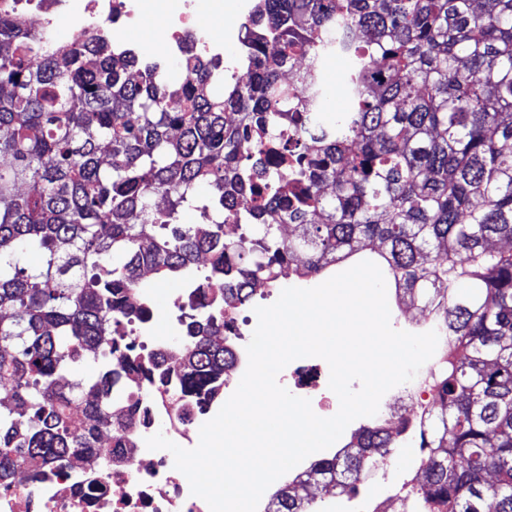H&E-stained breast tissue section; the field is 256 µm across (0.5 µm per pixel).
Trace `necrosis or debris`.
Instances as JSON below:
<instances>
[{
  "mask_svg": "<svg viewBox=\"0 0 512 512\" xmlns=\"http://www.w3.org/2000/svg\"><path fill=\"white\" fill-rule=\"evenodd\" d=\"M195 4L196 0H0V13L38 20L44 31L73 39L92 35L111 39L173 76L186 53L213 60L224 57L223 38L196 25ZM148 12L158 20L161 45L130 44L128 31ZM399 328L416 334L436 331V352L417 373L412 387L391 389L377 414L354 420L349 432L371 425L409 428L423 422L434 407L437 394L432 378L448 348V331L429 311L419 320L404 318ZM329 375L323 359L307 357L289 363L279 382L293 395L309 398L314 412L327 418L338 410L336 395L325 382ZM133 405L145 418L120 434V447L105 446L89 464L49 463L40 479L15 480L9 488L0 489V512H209L207 503L191 494L185 475L175 469L172 454L147 449L145 440L160 432L184 448H194L200 427L216 415L222 399L205 410H192L178 394L176 383L161 387L138 376L130 388L112 395L114 414H125ZM388 479L387 455L382 452L365 477L367 490L347 495L343 512H403L408 493L403 488L392 491Z\"/></svg>",
  "mask_w": 512,
  "mask_h": 512,
  "instance_id": "obj_1",
  "label": "necrosis or debris"
}]
</instances>
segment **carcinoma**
I'll use <instances>...</instances> for the list:
<instances>
[{
  "instance_id": "1",
  "label": "carcinoma",
  "mask_w": 512,
  "mask_h": 512,
  "mask_svg": "<svg viewBox=\"0 0 512 512\" xmlns=\"http://www.w3.org/2000/svg\"><path fill=\"white\" fill-rule=\"evenodd\" d=\"M300 6L256 0L246 78L221 100L218 61L189 56L173 81L109 39L53 45L0 17V488L136 425V402L112 417L130 375L173 374L199 404L222 397L237 363L224 307L290 266L312 278L369 250L451 336L440 410L412 435L425 455L407 512H512V0ZM330 51L352 59V107L327 123ZM299 52L302 97L281 81ZM202 181L205 223L182 224ZM171 279L191 287L177 304L189 336L160 370L124 327L153 315L145 282ZM88 359L94 376L65 378ZM381 448L404 450L356 433L303 483L353 492ZM275 505L313 512L300 487Z\"/></svg>"
}]
</instances>
